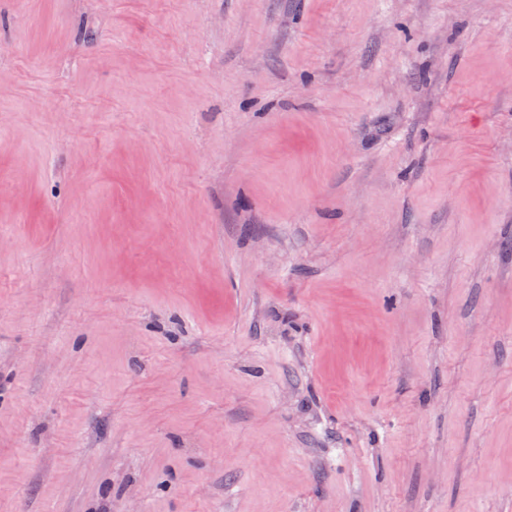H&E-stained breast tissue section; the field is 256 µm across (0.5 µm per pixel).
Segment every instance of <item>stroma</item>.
I'll return each mask as SVG.
<instances>
[{
  "label": "stroma",
  "instance_id": "1",
  "mask_svg": "<svg viewBox=\"0 0 512 512\" xmlns=\"http://www.w3.org/2000/svg\"><path fill=\"white\" fill-rule=\"evenodd\" d=\"M0 512H512V0H0Z\"/></svg>",
  "mask_w": 512,
  "mask_h": 512
}]
</instances>
